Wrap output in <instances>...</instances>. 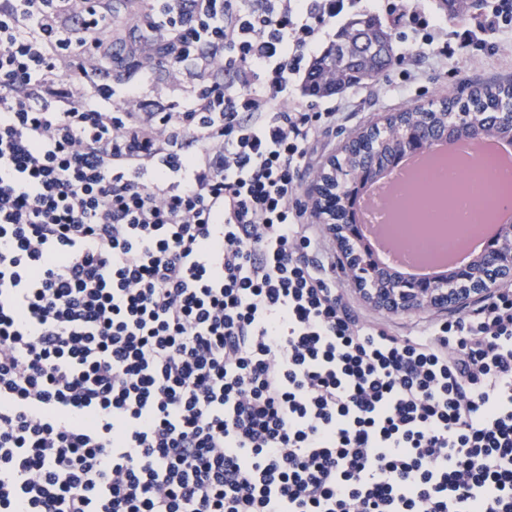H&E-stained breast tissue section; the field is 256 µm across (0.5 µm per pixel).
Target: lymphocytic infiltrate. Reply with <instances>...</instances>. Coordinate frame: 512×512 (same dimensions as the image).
<instances>
[{
    "mask_svg": "<svg viewBox=\"0 0 512 512\" xmlns=\"http://www.w3.org/2000/svg\"><path fill=\"white\" fill-rule=\"evenodd\" d=\"M428 0H0V512H512V289L355 314L300 199L336 25Z\"/></svg>",
    "mask_w": 512,
    "mask_h": 512,
    "instance_id": "lymphocytic-infiltrate-1",
    "label": "lymphocytic infiltrate"
}]
</instances>
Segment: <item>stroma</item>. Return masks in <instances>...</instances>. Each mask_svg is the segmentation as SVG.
<instances>
[{
  "label": "stroma",
  "instance_id": "obj_1",
  "mask_svg": "<svg viewBox=\"0 0 512 512\" xmlns=\"http://www.w3.org/2000/svg\"><path fill=\"white\" fill-rule=\"evenodd\" d=\"M500 50L475 52L471 57L457 55L445 63L420 61V80L412 83L407 95H400L399 66H392L379 79L345 90L349 120L326 131L315 152L317 163L340 155L342 145L379 115L403 108L459 95L473 87L495 86L512 81V30L499 37Z\"/></svg>",
  "mask_w": 512,
  "mask_h": 512
}]
</instances>
